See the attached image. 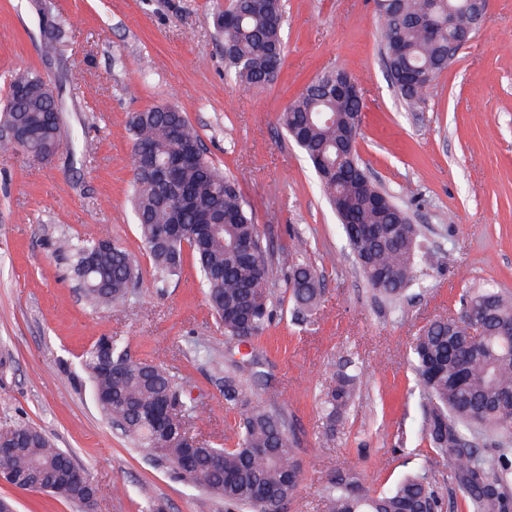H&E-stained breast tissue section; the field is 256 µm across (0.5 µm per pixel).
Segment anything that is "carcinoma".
<instances>
[{"label": "carcinoma", "instance_id": "cac0c4a2", "mask_svg": "<svg viewBox=\"0 0 512 512\" xmlns=\"http://www.w3.org/2000/svg\"><path fill=\"white\" fill-rule=\"evenodd\" d=\"M283 0H231L216 18L224 37V64L243 89L265 86L273 68L271 51L284 49ZM454 18L448 25V17ZM465 0H393L379 14L383 63L406 109L424 102L425 90L448 69L453 33L470 24ZM352 79L344 69L316 75L278 115L277 123L303 151L318 178V190L336 212L348 246L363 277L381 296L396 301L414 285L425 259L418 228L392 197L373 182L355 148L362 122V97L328 95L324 87ZM41 74L25 71L9 84L0 124L15 125L34 151L60 146L53 98ZM134 151L150 150L133 175L131 204L137 230L156 274L181 273L184 252L191 253L201 275L207 303L224 327V335L251 343L271 327L275 301L284 294L294 320L303 324L323 291L321 275L291 239L273 248L255 224L237 184L205 154L200 136L180 111L155 106L129 116ZM187 152L194 155L173 185L159 182L154 165ZM180 212L183 234L172 239L166 228ZM288 257L277 276L274 251ZM74 269L88 299L96 306L124 304L137 283L138 262L107 239L93 240L75 253ZM458 314L488 327L475 342L456 336L448 319L423 327L412 344L416 385L421 389V439L432 452L451 461L467 512H503L512 466L506 458H489L474 444L478 435H512V338L494 329L512 324V299L492 288L468 291ZM95 402L116 429L160 462L176 478L191 481L235 508L280 512L297 494L303 468L297 442L285 414L251 397L254 388L271 390L260 372L255 382L242 378V366L224 370L226 404L241 410L237 442L226 448L200 442L185 462L193 437L184 419L198 416L187 398L185 381L172 368L134 361L117 341L102 336L82 355ZM335 385L321 410L329 425L343 420L357 390L353 361L336 371ZM17 448L13 468L26 469L34 482L47 483L74 465L71 455L38 429L18 425L6 431ZM354 466L330 473L321 499L325 512H441L442 503L426 472L409 473L379 492L365 487Z\"/></svg>", "mask_w": 512, "mask_h": 512}]
</instances>
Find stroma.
I'll return each mask as SVG.
<instances>
[{"label": "stroma", "mask_w": 512, "mask_h": 512, "mask_svg": "<svg viewBox=\"0 0 512 512\" xmlns=\"http://www.w3.org/2000/svg\"><path fill=\"white\" fill-rule=\"evenodd\" d=\"M228 0H0V104L18 70L61 89V151L42 161L0 151V430L31 425L67 449L97 487L95 512H226L195 484L147 461L96 406L80 356L113 336L130 357L178 368L200 404L193 430L221 444L238 412L221 392L224 349L259 357L297 441L304 481L288 512H321L327 474L360 469L382 489L427 470L444 512H465L452 464L421 442L409 351L429 321L467 289L512 296V0H490L480 30L416 111L392 87L375 0H285L278 80L242 90L224 70L214 17ZM342 68L364 99L358 155L419 231L420 286L391 303L356 268L312 166L276 117L318 73ZM173 104L207 156L233 177L270 241L296 235L324 275L307 324L276 317L253 343L228 344L192 260L158 283L130 205L129 113ZM108 238L138 261L122 306L93 307L73 273L71 245ZM359 389L328 429L319 399L344 360ZM263 391L254 398L267 402ZM16 512H78L46 493L0 484Z\"/></svg>", "instance_id": "35a3bbf8"}]
</instances>
